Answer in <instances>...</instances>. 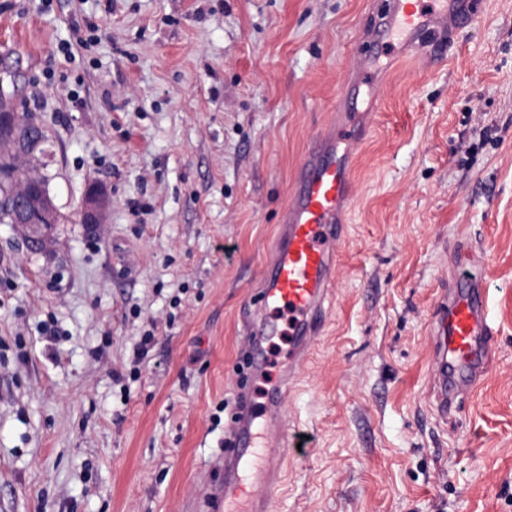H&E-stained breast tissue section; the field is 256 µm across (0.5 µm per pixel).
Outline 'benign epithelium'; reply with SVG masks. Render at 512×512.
Segmentation results:
<instances>
[{"mask_svg": "<svg viewBox=\"0 0 512 512\" xmlns=\"http://www.w3.org/2000/svg\"><path fill=\"white\" fill-rule=\"evenodd\" d=\"M43 138L23 116L15 113L10 99L0 91V157L10 160L13 189L0 201L11 213V223L22 229L36 249L46 248L57 211L43 174V155L37 153ZM112 200L102 186L90 188L81 205V223H107Z\"/></svg>", "mask_w": 512, "mask_h": 512, "instance_id": "obj_1", "label": "benign epithelium"}]
</instances>
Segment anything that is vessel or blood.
Returning <instances> with one entry per match:
<instances>
[{
  "label": "vessel or blood",
  "instance_id": "b4317fda",
  "mask_svg": "<svg viewBox=\"0 0 512 512\" xmlns=\"http://www.w3.org/2000/svg\"><path fill=\"white\" fill-rule=\"evenodd\" d=\"M476 0H386L363 33L367 43L337 106L357 108L363 86L372 83L383 58L398 47L414 58L436 62L440 46L471 25ZM359 126L339 125L309 146L289 193L272 255L260 274L259 299L245 315L244 335L251 375L262 376L265 344L278 333L264 316L266 308L287 310L293 336L291 363L282 382L256 408L249 392L239 391L237 419L224 452V503L227 512H272V498L283 481V449L287 442L282 407L307 363L327 318L325 301L333 284L338 247L346 226L343 204L352 195V166L338 149L340 140L369 137ZM434 402L439 414L458 411L494 361L495 330L488 319L487 288L478 278H465L440 289L436 308Z\"/></svg>",
  "mask_w": 512,
  "mask_h": 512
}]
</instances>
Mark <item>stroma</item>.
<instances>
[{"label":"stroma","instance_id":"obj_1","mask_svg":"<svg viewBox=\"0 0 512 512\" xmlns=\"http://www.w3.org/2000/svg\"><path fill=\"white\" fill-rule=\"evenodd\" d=\"M383 0H0V89L48 138L47 252L0 223V512H224L242 313ZM382 61L273 512H512V0ZM112 197L87 230L91 184ZM482 278L493 370L436 411L433 316ZM145 356L137 349L146 332Z\"/></svg>","mask_w":512,"mask_h":512}]
</instances>
